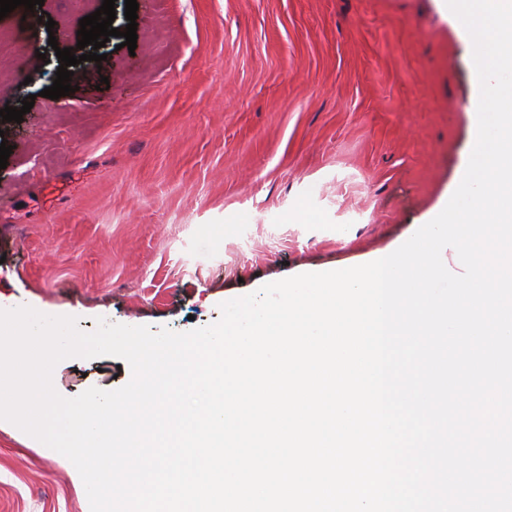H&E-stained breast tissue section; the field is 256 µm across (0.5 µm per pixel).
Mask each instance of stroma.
Wrapping results in <instances>:
<instances>
[{
  "mask_svg": "<svg viewBox=\"0 0 512 512\" xmlns=\"http://www.w3.org/2000/svg\"><path fill=\"white\" fill-rule=\"evenodd\" d=\"M76 90L43 97L83 9L0 29V306L187 332L285 277L396 250L460 183L472 44L436 0H137ZM51 16L55 26L39 23ZM56 46H49V38ZM57 391L114 390L120 358H67ZM0 512H90L74 465L0 423Z\"/></svg>",
  "mask_w": 512,
  "mask_h": 512,
  "instance_id": "obj_1",
  "label": "stroma"
}]
</instances>
